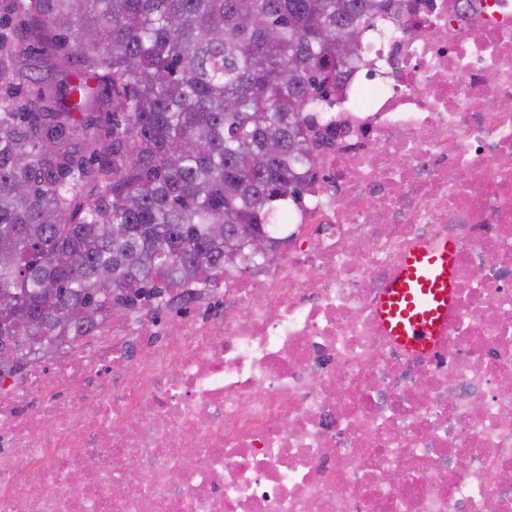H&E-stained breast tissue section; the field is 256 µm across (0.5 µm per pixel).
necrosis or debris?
Wrapping results in <instances>:
<instances>
[{"label": "necrosis or debris", "instance_id": "1", "mask_svg": "<svg viewBox=\"0 0 512 512\" xmlns=\"http://www.w3.org/2000/svg\"><path fill=\"white\" fill-rule=\"evenodd\" d=\"M397 5L266 256L0 384V512H512V0ZM445 239L448 322L411 353L379 302Z\"/></svg>", "mask_w": 512, "mask_h": 512}]
</instances>
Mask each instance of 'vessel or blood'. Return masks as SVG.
<instances>
[{
    "label": "vessel or blood",
    "mask_w": 512,
    "mask_h": 512,
    "mask_svg": "<svg viewBox=\"0 0 512 512\" xmlns=\"http://www.w3.org/2000/svg\"><path fill=\"white\" fill-rule=\"evenodd\" d=\"M455 241L409 253L386 288L380 316L388 334L409 350H429L440 339L451 304Z\"/></svg>",
    "instance_id": "vessel-or-blood-1"
}]
</instances>
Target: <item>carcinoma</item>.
I'll use <instances>...</instances> for the list:
<instances>
[{
    "label": "carcinoma",
    "instance_id": "cac0c4a2",
    "mask_svg": "<svg viewBox=\"0 0 512 512\" xmlns=\"http://www.w3.org/2000/svg\"><path fill=\"white\" fill-rule=\"evenodd\" d=\"M388 19L387 0L1 3L0 374L224 270L237 225L285 223L325 144L315 114ZM16 26L62 60L42 112L16 92ZM105 89L108 130L86 117Z\"/></svg>",
    "mask_w": 512,
    "mask_h": 512
}]
</instances>
